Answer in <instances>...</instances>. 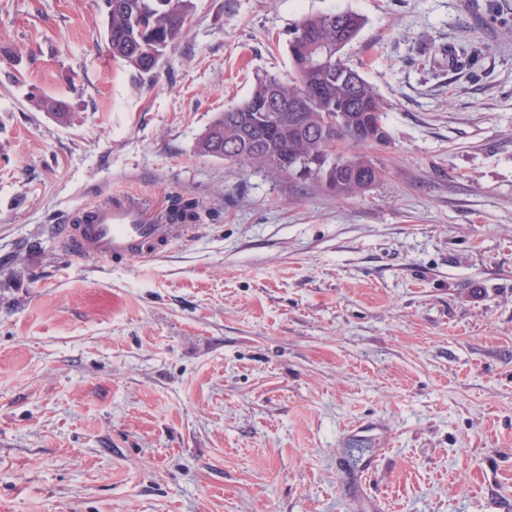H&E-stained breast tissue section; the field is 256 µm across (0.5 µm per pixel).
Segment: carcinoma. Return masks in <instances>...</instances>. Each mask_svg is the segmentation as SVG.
<instances>
[{
	"label": "carcinoma",
	"instance_id": "cac0c4a2",
	"mask_svg": "<svg viewBox=\"0 0 512 512\" xmlns=\"http://www.w3.org/2000/svg\"><path fill=\"white\" fill-rule=\"evenodd\" d=\"M108 14L107 45L112 58L124 61L139 75H152L167 50L188 32L192 0H121ZM365 18L352 10L307 15L292 24L289 54L292 72L286 78L262 75L250 95L220 113L199 138L201 153L290 174L293 156L313 163L330 150L346 162L343 180L327 189L340 196L364 194L381 180L383 169L365 149L388 138L385 106L376 87L344 58ZM276 93L283 108L268 107ZM308 95L302 111L288 110L291 99ZM167 219L175 224L199 219V202L173 197Z\"/></svg>",
	"mask_w": 512,
	"mask_h": 512
}]
</instances>
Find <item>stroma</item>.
I'll use <instances>...</instances> for the list:
<instances>
[{
  "label": "stroma",
  "instance_id": "stroma-1",
  "mask_svg": "<svg viewBox=\"0 0 512 512\" xmlns=\"http://www.w3.org/2000/svg\"><path fill=\"white\" fill-rule=\"evenodd\" d=\"M192 3L141 81L103 0H0V512H358L336 455L367 424L381 512H512V0ZM347 9L378 183L200 153L293 22ZM124 191L204 207L131 268L64 253Z\"/></svg>",
  "mask_w": 512,
  "mask_h": 512
}]
</instances>
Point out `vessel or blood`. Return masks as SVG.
I'll return each mask as SVG.
<instances>
[{
  "label": "vessel or blood",
  "instance_id": "b4317fda",
  "mask_svg": "<svg viewBox=\"0 0 512 512\" xmlns=\"http://www.w3.org/2000/svg\"><path fill=\"white\" fill-rule=\"evenodd\" d=\"M189 230L186 224L155 222L152 209L143 197L122 193L82 208L70 223L60 226L59 234L72 257L133 266L159 256L172 244L185 239ZM376 462L373 455L354 468L344 459L336 461L348 495L368 505V512H378L367 486Z\"/></svg>",
  "mask_w": 512,
  "mask_h": 512
}]
</instances>
